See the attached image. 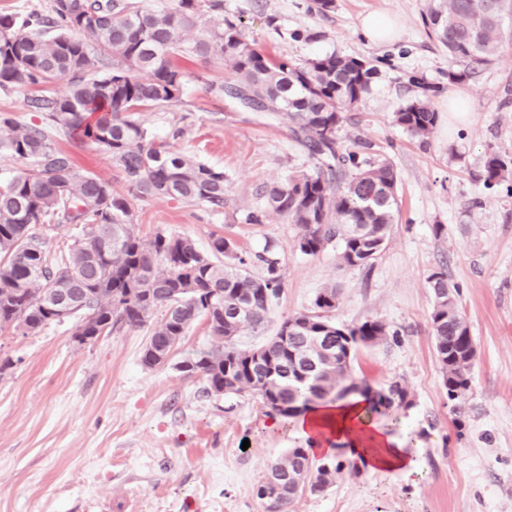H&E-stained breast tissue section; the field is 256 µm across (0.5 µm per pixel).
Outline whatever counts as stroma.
Segmentation results:
<instances>
[{
    "label": "stroma",
    "instance_id": "stroma-1",
    "mask_svg": "<svg viewBox=\"0 0 512 512\" xmlns=\"http://www.w3.org/2000/svg\"><path fill=\"white\" fill-rule=\"evenodd\" d=\"M427 4L335 0L322 14L311 0H224L225 16L272 58L302 63L336 53L376 65L370 93L338 131L343 144L361 142L366 156L388 158L400 179L398 219L368 266H345L332 248L301 253L298 227L276 214L245 223L247 211L264 210L267 184L313 162L286 127L210 92L229 76L223 59L182 61L180 100L140 114L160 135L183 127L176 150L228 178L219 210L134 199L141 238L163 230L204 250L213 236L231 238L250 256L255 277L264 274L255 254L269 243L278 250L282 295L264 324L236 337L239 348L264 344L328 285L339 292L337 322L378 319L389 328L384 341L358 351L354 366L372 385L406 386L412 405L402 425L379 426L401 443L410 472L363 466L324 492L299 497L290 512H512V195L484 182L489 152L512 157V17L494 60L452 81L449 72L464 65L425 29ZM369 14L398 17L400 39L370 42L359 24ZM413 74L435 90L438 122L425 140L394 120L419 94ZM66 90L59 80L0 92V114L43 126L33 98ZM452 96L468 103L469 115L449 111ZM56 143L81 169L123 187L120 169L96 144L65 136ZM437 224L443 236H435ZM439 268L457 288L477 351L470 390L457 405L443 388L429 324L427 278ZM160 317L153 311L142 327L83 344L70 321L27 336L0 331V361L11 362L0 372V512H265L256 484L306 439L268 416L256 395L209 396L201 378L180 370L190 353L209 347L205 322L190 327L166 364L145 366L142 351Z\"/></svg>",
    "mask_w": 512,
    "mask_h": 512
}]
</instances>
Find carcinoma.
<instances>
[{
    "instance_id": "cac0c4a2",
    "label": "carcinoma",
    "mask_w": 512,
    "mask_h": 512,
    "mask_svg": "<svg viewBox=\"0 0 512 512\" xmlns=\"http://www.w3.org/2000/svg\"><path fill=\"white\" fill-rule=\"evenodd\" d=\"M506 13L512 14V0H429L422 20L451 57L471 66L497 54ZM206 16L212 24L186 43L185 33ZM211 56L224 59L231 79L210 90L241 109L270 113L314 160L313 169L267 187L266 210L248 211L245 223L261 224L271 211L300 229L295 247L306 255L334 247L341 263L352 268L376 259L396 221L398 173L386 158L372 160L358 149L340 148L336 137L343 112L369 94L375 65L336 54L303 66L271 59L224 16V0H176L160 9L139 0H53L52 15L42 19L0 14L1 90L68 81L64 95L32 100L45 114V128L0 114V153L25 165L0 179V329L23 323L27 333L37 334L65 322L54 311L65 289L72 302L68 318L77 319L75 333L83 336L138 327L162 308L150 345L167 337L177 346L192 324L206 322L210 361L187 373L199 376L209 394L246 390L288 424L318 402L351 397L368 401L372 414L400 420L411 406L405 386L392 381L386 394H366L369 383L354 370L358 349L388 335L385 323L337 322L332 313L338 292L325 287L312 308L288 317L293 322L288 338L264 343L269 370L260 371L234 338L261 324L282 293L274 247L256 255L266 269L256 278L230 238H212L206 252L188 236L159 231L149 241L141 239L132 224L131 200L112 182L77 167L48 133L51 128L103 147L138 197L222 208L224 170L172 150L182 128H172L170 140H159L137 117L180 100L179 59ZM421 89L420 97L395 112V122L426 139L438 112L431 87ZM511 175L512 159L489 152L486 185L506 184ZM62 224L81 225L84 233L53 253L37 227L54 230ZM427 281L436 360L448 399L460 403L470 389L464 376L471 372L472 337L447 273L436 270ZM243 302L246 308L233 314ZM272 466L287 481L307 479L277 502L279 512H288L307 491H324L344 471H358L353 461L318 459L301 447L288 449Z\"/></svg>"
}]
</instances>
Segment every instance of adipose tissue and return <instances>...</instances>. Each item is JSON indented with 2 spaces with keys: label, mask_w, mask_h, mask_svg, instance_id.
Returning a JSON list of instances; mask_svg holds the SVG:
<instances>
[{
  "label": "adipose tissue",
  "mask_w": 512,
  "mask_h": 512,
  "mask_svg": "<svg viewBox=\"0 0 512 512\" xmlns=\"http://www.w3.org/2000/svg\"><path fill=\"white\" fill-rule=\"evenodd\" d=\"M296 427L307 437L343 444L347 455L373 470H406L402 448L367 417L363 400L319 404L302 414Z\"/></svg>",
  "instance_id": "1"
}]
</instances>
